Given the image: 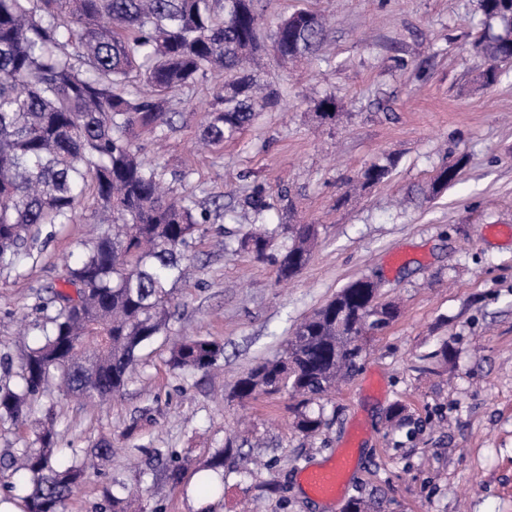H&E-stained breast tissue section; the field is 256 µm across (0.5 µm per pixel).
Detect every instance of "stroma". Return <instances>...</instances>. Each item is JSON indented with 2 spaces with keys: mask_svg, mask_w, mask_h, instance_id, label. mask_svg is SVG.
<instances>
[{
  "mask_svg": "<svg viewBox=\"0 0 512 512\" xmlns=\"http://www.w3.org/2000/svg\"><path fill=\"white\" fill-rule=\"evenodd\" d=\"M262 6L266 31L298 9L325 11L333 30L318 57H268L264 77L282 101L223 149L197 146L218 75L174 92L173 129L139 135L141 157L175 195H219L224 210L193 242L167 330L123 392L100 410L56 396L34 412L53 419L61 459L104 439L115 450L65 512H111L116 478L144 487L146 512H342L343 501L310 496L300 475L345 451L347 495L372 498L377 512H512V64L480 88L476 0ZM326 95L343 104L333 124L313 104ZM389 157L387 182L351 187ZM458 157L456 182L428 198L435 170ZM255 182L270 186V224L319 226L311 261L290 281L240 245L252 220L240 202ZM88 235L85 224L44 226L18 269L0 273L1 383H16L34 340L37 294L57 285ZM362 277L400 314L368 342L357 373L320 399L318 435L295 430L288 397H235L240 375L278 356L306 316ZM195 336L223 344L219 369L170 367L173 341ZM224 447L216 493L205 465ZM168 456L180 483L166 478Z\"/></svg>",
  "mask_w": 512,
  "mask_h": 512,
  "instance_id": "1",
  "label": "stroma"
}]
</instances>
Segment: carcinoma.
Listing matches in <instances>:
<instances>
[{"label": "carcinoma", "instance_id": "obj_1", "mask_svg": "<svg viewBox=\"0 0 512 512\" xmlns=\"http://www.w3.org/2000/svg\"><path fill=\"white\" fill-rule=\"evenodd\" d=\"M497 30L481 36L488 61L482 83L499 80L498 64L512 62V0H478ZM328 36L327 16L300 9L269 36L284 62L312 58ZM262 24L257 0H0V270L18 266L28 240L45 224H70L85 198L94 208L87 224L107 230L82 243L66 266L63 288L39 297V337L19 365L20 384L0 386V420L16 424L52 389L87 404L103 403L127 384L141 352L166 329L187 248L207 232V212L162 190L163 173L146 164L136 131L173 128L170 95L215 71L224 72L201 116L204 143L216 150L252 126L259 112L279 105V92L259 80ZM322 120L335 122L333 96L315 102ZM464 159L443 164L432 178L435 197L453 184ZM389 158L361 173L363 185L385 182ZM268 188L255 184L242 206L264 220ZM288 240L274 257L288 280L309 263L315 224H278ZM273 233L248 231L241 246L258 261L269 257ZM379 285L360 278L304 319L281 354L239 378L240 400L259 394L301 398L304 406L353 376L367 345L364 332L389 326L399 315L378 301ZM224 358L207 337L180 341L170 363L206 370ZM321 415L300 411L296 428L313 436ZM56 431L44 425L21 455L3 465L19 475L23 512H62L81 485L85 463L60 461ZM123 482L107 497L112 512H130L135 494Z\"/></svg>", "mask_w": 512, "mask_h": 512}]
</instances>
